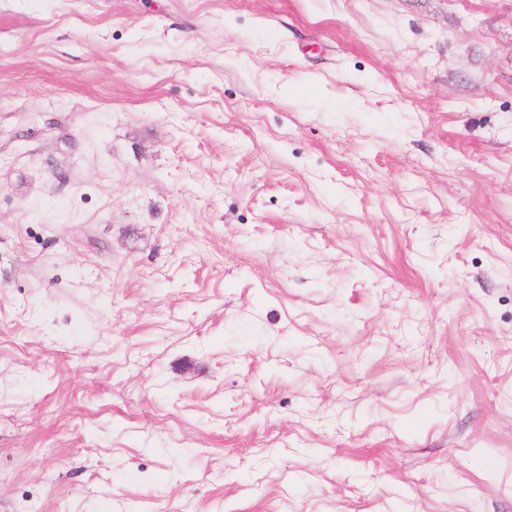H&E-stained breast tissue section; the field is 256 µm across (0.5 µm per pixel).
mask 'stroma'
Returning <instances> with one entry per match:
<instances>
[{
    "label": "stroma",
    "mask_w": 512,
    "mask_h": 512,
    "mask_svg": "<svg viewBox=\"0 0 512 512\" xmlns=\"http://www.w3.org/2000/svg\"><path fill=\"white\" fill-rule=\"evenodd\" d=\"M0 512H512V0H0Z\"/></svg>",
    "instance_id": "obj_1"
}]
</instances>
